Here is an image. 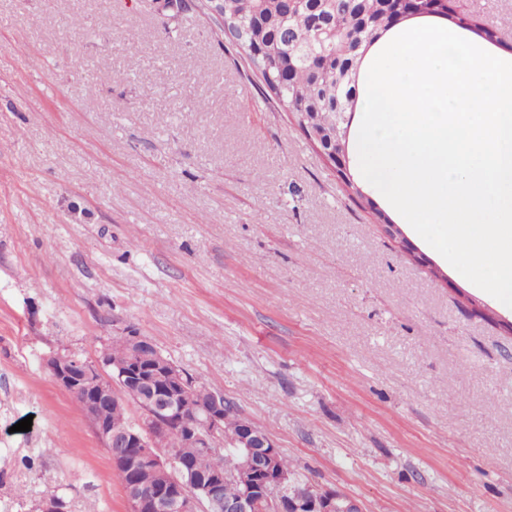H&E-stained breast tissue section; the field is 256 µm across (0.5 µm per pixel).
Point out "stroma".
Instances as JSON below:
<instances>
[{"label":"stroma","instance_id":"obj_1","mask_svg":"<svg viewBox=\"0 0 512 512\" xmlns=\"http://www.w3.org/2000/svg\"><path fill=\"white\" fill-rule=\"evenodd\" d=\"M186 2L0 0V512H130L47 365L130 330L364 512H512V308L391 238L357 131L360 199ZM453 4L512 54V0Z\"/></svg>","mask_w":512,"mask_h":512}]
</instances>
